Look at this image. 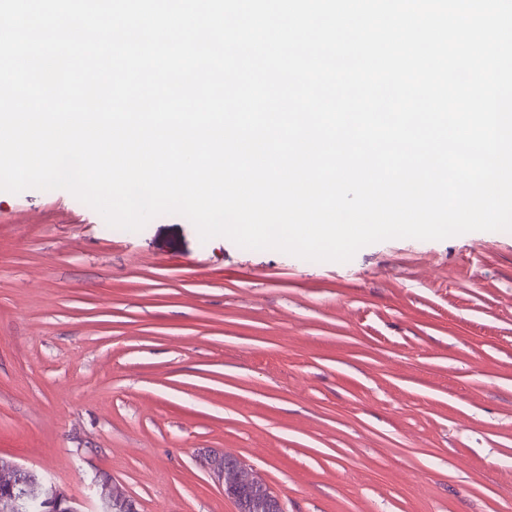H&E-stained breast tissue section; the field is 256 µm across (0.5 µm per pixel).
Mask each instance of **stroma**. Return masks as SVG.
<instances>
[{
	"label": "stroma",
	"instance_id": "1",
	"mask_svg": "<svg viewBox=\"0 0 512 512\" xmlns=\"http://www.w3.org/2000/svg\"><path fill=\"white\" fill-rule=\"evenodd\" d=\"M205 450L285 512H512V232L315 262L0 191V456L87 512L102 477L235 512Z\"/></svg>",
	"mask_w": 512,
	"mask_h": 512
}]
</instances>
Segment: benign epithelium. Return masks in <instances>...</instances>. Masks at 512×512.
<instances>
[{
	"instance_id": "benign-epithelium-1",
	"label": "benign epithelium",
	"mask_w": 512,
	"mask_h": 512,
	"mask_svg": "<svg viewBox=\"0 0 512 512\" xmlns=\"http://www.w3.org/2000/svg\"><path fill=\"white\" fill-rule=\"evenodd\" d=\"M206 468L222 486L224 497L236 512H268V506H281L280 498L266 479L239 458L222 454L204 458ZM35 504L39 512H83L76 499L48 479L41 471L0 457V512H27ZM137 512L116 486L98 484L96 512Z\"/></svg>"
}]
</instances>
